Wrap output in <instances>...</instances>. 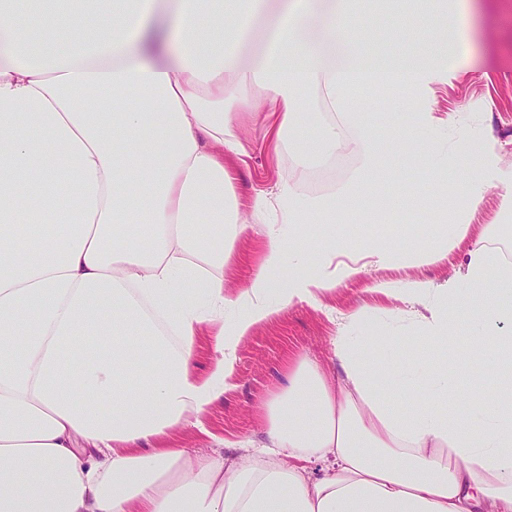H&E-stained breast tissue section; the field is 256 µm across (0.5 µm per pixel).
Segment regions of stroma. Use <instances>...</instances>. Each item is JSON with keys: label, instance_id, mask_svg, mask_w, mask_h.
Masks as SVG:
<instances>
[{"label": "stroma", "instance_id": "35a3bbf8", "mask_svg": "<svg viewBox=\"0 0 512 512\" xmlns=\"http://www.w3.org/2000/svg\"><path fill=\"white\" fill-rule=\"evenodd\" d=\"M451 13L453 27L448 30V59L440 63L433 76L416 91L415 104H408L405 93L364 86L354 93L355 103L374 114L406 112L416 109L440 119H451L448 137L466 134L496 147L503 169L512 170V0H355L349 18L336 22L341 35H358L368 55L388 52L412 53L418 49L415 32L423 13ZM249 156L237 168L236 193L248 199L259 191H272L292 173L293 148L273 156L262 139V131L250 116H243L238 128ZM387 163L397 181L403 182L402 196L407 212L396 220L371 223L364 210H337L336 223L342 237L339 255H347L352 243L362 236H379L407 249L430 238L435 225L445 223L447 214L466 218L472 224L491 227L493 246L501 263L512 264V208L506 198L511 191L497 185L479 199L471 200L461 191L462 183L479 175L471 167L450 180L443 202L431 199L428 185L413 178L411 164L399 163L393 151L397 138L407 137V129L384 125L377 132ZM243 217L251 225L248 237L236 242L233 258L224 271V285L234 290L245 284L263 256L264 230L282 229L279 208L258 216L244 208ZM465 264L462 255L430 266L402 263L394 268L368 269L348 279L335 292L321 296L318 305L297 303L255 327L239 345L237 363L222 399L200 421L171 438L175 448L212 453L218 440L227 443L258 442L265 438L263 406L272 392L286 385L290 363L305 358L323 368H336L332 340L343 315L360 310L367 320L382 324L389 335L386 343L366 336L360 328L350 334L357 352L384 357L397 352L416 356L425 371L433 362L423 343L415 318L406 304L383 300L367 290L370 279L404 282L414 278L443 282L456 276Z\"/></svg>", "mask_w": 512, "mask_h": 512}]
</instances>
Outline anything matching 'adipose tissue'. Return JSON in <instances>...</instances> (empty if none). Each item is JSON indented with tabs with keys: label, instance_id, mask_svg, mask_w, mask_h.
Wrapping results in <instances>:
<instances>
[{
	"label": "adipose tissue",
	"instance_id": "1",
	"mask_svg": "<svg viewBox=\"0 0 512 512\" xmlns=\"http://www.w3.org/2000/svg\"><path fill=\"white\" fill-rule=\"evenodd\" d=\"M350 0H0V512H512V266L497 265L487 232L452 220L432 240L399 251L356 240V261L333 247L313 256L271 229L264 255L237 292L224 265L250 226L230 159L252 113L282 145L297 93L321 91L340 125L300 138L296 166L339 142L361 159L349 183L301 198L298 176L276 184L288 221L330 223L358 206L366 184L388 178L376 118L353 102L357 86L413 93L448 43L420 22L412 56H368L336 29ZM78 17L82 44L48 41L49 26ZM252 47L241 57L242 47ZM412 130L420 173L439 182L480 163L490 148L440 149L428 112H393ZM223 249H216V242ZM465 256L461 281L370 292L410 307L436 356L452 344L460 311L472 317L469 353L486 365L464 405L439 367L432 403L399 413L375 387L416 383L414 361L356 353L334 338L339 372L301 359L265 406L267 442L227 458L172 448L165 439L206 413L227 388L242 339L297 303L314 304L364 266L432 264ZM312 274L276 279L281 264ZM216 325L215 366L192 367L203 322ZM88 346L67 355L77 339ZM136 388L121 380L134 367Z\"/></svg>",
	"mask_w": 512,
	"mask_h": 512
}]
</instances>
